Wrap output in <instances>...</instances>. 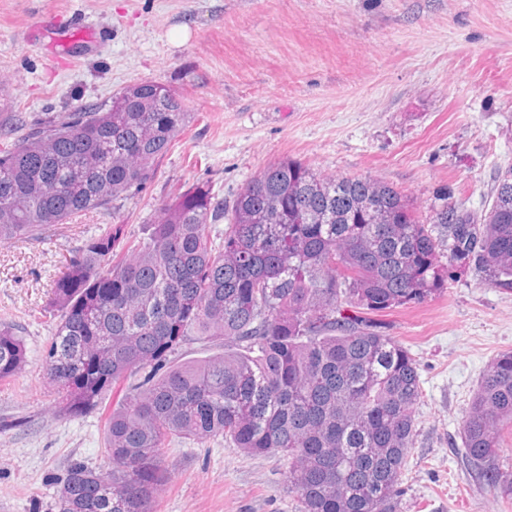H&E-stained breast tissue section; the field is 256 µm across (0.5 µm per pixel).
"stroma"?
Segmentation results:
<instances>
[{"label":"stroma","instance_id":"obj_1","mask_svg":"<svg viewBox=\"0 0 512 512\" xmlns=\"http://www.w3.org/2000/svg\"><path fill=\"white\" fill-rule=\"evenodd\" d=\"M96 46H50L69 25ZM152 79L192 114L138 193L39 238L0 244V323L28 362L0 383V512H57L67 466L105 463L106 410L57 416L42 360L66 258L109 226L138 246L194 185L232 200L292 158L326 176L393 186L426 219L440 196L481 212L512 167V0H0V149L28 127ZM415 359L422 397L400 512H512L460 465L461 424L501 353L512 291L457 272L441 294L363 311ZM155 512H297L288 461L177 439Z\"/></svg>","mask_w":512,"mask_h":512}]
</instances>
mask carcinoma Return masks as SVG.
Here are the masks:
<instances>
[{"mask_svg":"<svg viewBox=\"0 0 512 512\" xmlns=\"http://www.w3.org/2000/svg\"><path fill=\"white\" fill-rule=\"evenodd\" d=\"M189 117L166 86L143 80L30 127L0 152V243L141 190ZM222 218L215 246L207 226ZM116 236L89 238L52 289L58 322L43 373L56 414L99 409L127 383L106 417V465L70 464L58 512H154L170 476L162 448L174 437H222L288 459L298 512H400L418 369L403 346L345 311L422 302L447 288L453 268L512 290V168L497 175L484 215L445 195L424 224L387 184L288 159L227 204L188 189L129 258H113ZM189 336L220 340L224 352L174 361ZM26 362L20 332L1 324L0 381ZM506 425L512 352L482 378L461 433L465 469L512 498Z\"/></svg>","mask_w":512,"mask_h":512,"instance_id":"1","label":"carcinoma"}]
</instances>
